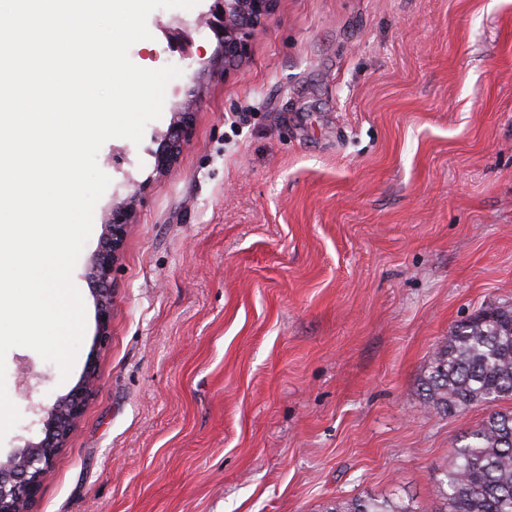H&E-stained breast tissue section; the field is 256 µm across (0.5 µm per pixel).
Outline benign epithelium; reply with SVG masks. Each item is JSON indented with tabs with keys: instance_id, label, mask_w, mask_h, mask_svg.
<instances>
[{
	"instance_id": "obj_1",
	"label": "benign epithelium",
	"mask_w": 512,
	"mask_h": 512,
	"mask_svg": "<svg viewBox=\"0 0 512 512\" xmlns=\"http://www.w3.org/2000/svg\"><path fill=\"white\" fill-rule=\"evenodd\" d=\"M276 4L277 0H214L206 21L224 49V65L247 54L246 37L264 24L274 13ZM191 120L189 109L174 113L165 135L167 148L157 156L158 170L165 171L172 166L185 144ZM133 212L131 197L112 206L104 224L103 240L87 269L95 299L97 336L102 342L109 336L112 270L132 226ZM96 382V364L91 359L80 383L67 395L56 399L46 411L42 420L44 437L0 460V512H34L42 481L80 420Z\"/></svg>"
}]
</instances>
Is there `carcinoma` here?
Wrapping results in <instances>:
<instances>
[{
  "instance_id": "1",
  "label": "carcinoma",
  "mask_w": 512,
  "mask_h": 512,
  "mask_svg": "<svg viewBox=\"0 0 512 512\" xmlns=\"http://www.w3.org/2000/svg\"><path fill=\"white\" fill-rule=\"evenodd\" d=\"M425 402L457 411L484 406L488 414L454 449L441 482L438 512H512V309L489 305L453 326L422 380ZM326 512H426L402 497L338 499Z\"/></svg>"
}]
</instances>
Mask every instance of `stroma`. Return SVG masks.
<instances>
[{
    "label": "stroma",
    "mask_w": 512,
    "mask_h": 512,
    "mask_svg": "<svg viewBox=\"0 0 512 512\" xmlns=\"http://www.w3.org/2000/svg\"><path fill=\"white\" fill-rule=\"evenodd\" d=\"M211 0L157 9L129 50L174 65L141 143L106 141L111 183L72 279L86 310L69 377L5 358L19 423L88 360L98 385L35 512H323L413 498L436 512L451 452L486 416L425 406L450 327L512 307V0H280L225 65ZM204 92L172 169L174 112ZM136 195L106 342L86 264ZM326 512H426L413 501L402 497L378 499L371 496H359L351 499H336L325 507Z\"/></svg>",
    "instance_id": "obj_1"
}]
</instances>
